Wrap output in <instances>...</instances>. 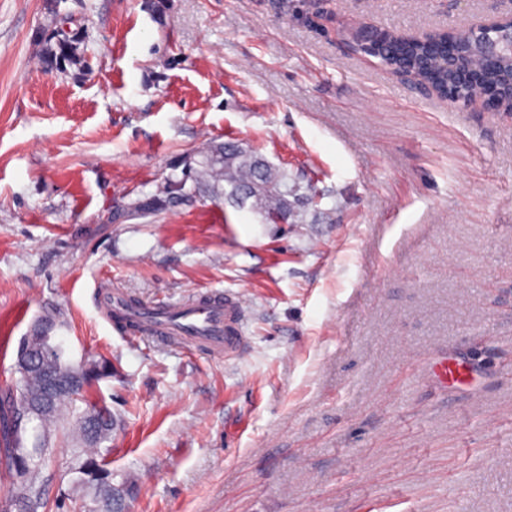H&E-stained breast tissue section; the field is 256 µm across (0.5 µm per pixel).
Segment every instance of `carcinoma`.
<instances>
[{
	"instance_id": "obj_1",
	"label": "carcinoma",
	"mask_w": 512,
	"mask_h": 512,
	"mask_svg": "<svg viewBox=\"0 0 512 512\" xmlns=\"http://www.w3.org/2000/svg\"><path fill=\"white\" fill-rule=\"evenodd\" d=\"M55 45L51 60L58 65L71 59L76 36L63 29L52 34ZM390 62L413 61L421 65L423 79L437 88L455 84L457 76L452 68L439 65L445 47L441 43L416 44L391 41L381 49ZM466 67L480 72L482 82L475 90L484 95H507L512 89V57L496 60L473 57ZM205 161L197 168L184 164L182 177L168 178L164 191L140 198L120 213L151 215L172 207H192L197 201L198 185L207 181L215 195L224 201L259 213L270 222L303 219L307 192L291 181L284 169L267 164L261 155L234 142L213 145L203 152ZM49 349L48 356L21 376L15 386L0 389V413L11 416V425L4 426L0 445H4L5 461L0 462L10 478L3 507L7 512H40L46 507L43 498V470L52 454V428L63 406L84 395L95 382L111 373V365L104 359L72 361L63 344L45 342L40 334L27 335L18 350L37 354ZM57 375L79 378L83 386L73 392L54 395L42 415L28 417L23 412L25 401H39L47 391L49 381ZM114 418L107 406H92L76 426V440L71 473L73 484L90 493L88 512H117L119 499L112 496V471L104 463L109 449L101 447L112 434Z\"/></svg>"
}]
</instances>
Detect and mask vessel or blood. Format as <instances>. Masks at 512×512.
I'll return each instance as SVG.
<instances>
[{"label":"vessel or blood","mask_w":512,"mask_h":512,"mask_svg":"<svg viewBox=\"0 0 512 512\" xmlns=\"http://www.w3.org/2000/svg\"><path fill=\"white\" fill-rule=\"evenodd\" d=\"M102 313L126 332L173 341L193 353L224 357L237 353L246 342L243 304L228 292L206 291L166 306L131 303L116 294Z\"/></svg>","instance_id":"1"}]
</instances>
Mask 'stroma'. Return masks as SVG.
<instances>
[{
	"label": "stroma",
	"instance_id": "stroma-1",
	"mask_svg": "<svg viewBox=\"0 0 512 512\" xmlns=\"http://www.w3.org/2000/svg\"><path fill=\"white\" fill-rule=\"evenodd\" d=\"M500 0H0V384L51 307L112 375L53 431L47 512L88 404L126 512H512V113L393 74L410 37ZM81 43L44 60L58 13ZM234 141L310 185L300 224L205 198L114 222ZM239 296L244 352L129 336L103 293ZM462 364V382L439 378Z\"/></svg>",
	"mask_w": 512,
	"mask_h": 512
}]
</instances>
